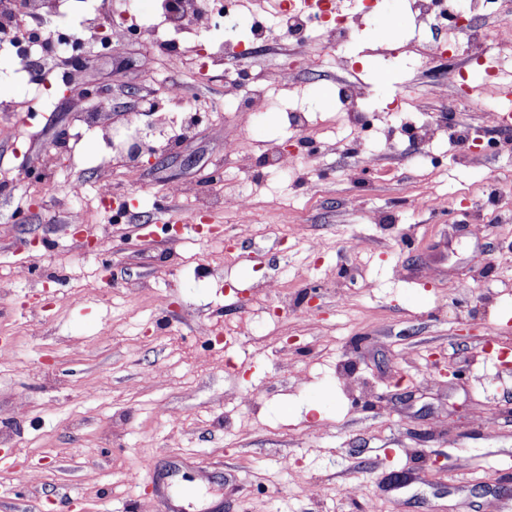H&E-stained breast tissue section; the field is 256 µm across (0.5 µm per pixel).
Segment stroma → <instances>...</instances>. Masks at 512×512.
Returning a JSON list of instances; mask_svg holds the SVG:
<instances>
[{"label": "stroma", "instance_id": "35a3bbf8", "mask_svg": "<svg viewBox=\"0 0 512 512\" xmlns=\"http://www.w3.org/2000/svg\"><path fill=\"white\" fill-rule=\"evenodd\" d=\"M127 2L66 0L34 18L44 37L83 39L82 63L57 46L17 78L0 54V456L14 462L0 468V512H65L64 498L66 512H141L159 494L175 512H512V129L487 120L512 66L493 85L462 54L421 67L448 25L417 31L407 0H376L344 49L355 72L314 51L316 68L270 85L272 107L253 112L252 81L302 51L275 35L279 9L240 10L231 43L205 16L176 54L102 49ZM92 12L103 23L87 32ZM460 68L473 104L452 110ZM84 74L103 98H85ZM358 81L373 87L379 139L398 143L369 173L340 99ZM407 91L415 108L387 111ZM39 92L52 106L27 119ZM102 106L114 129L136 111L140 128L168 133V166L114 167L118 220L97 198L112 147L75 120ZM424 110L497 150L464 159L441 142L426 159L403 134ZM295 112L326 150L283 174L267 158ZM38 173L83 183L85 198H40ZM243 190L248 213L191 226L197 205ZM434 353L460 379L439 378Z\"/></svg>", "mask_w": 512, "mask_h": 512}]
</instances>
